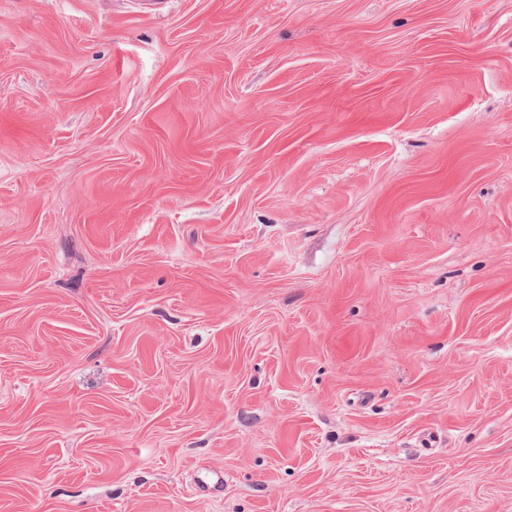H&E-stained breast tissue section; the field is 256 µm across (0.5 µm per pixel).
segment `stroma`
<instances>
[{"label":"stroma","mask_w":512,"mask_h":512,"mask_svg":"<svg viewBox=\"0 0 512 512\" xmlns=\"http://www.w3.org/2000/svg\"><path fill=\"white\" fill-rule=\"evenodd\" d=\"M0 0V512H512V0Z\"/></svg>","instance_id":"1"}]
</instances>
